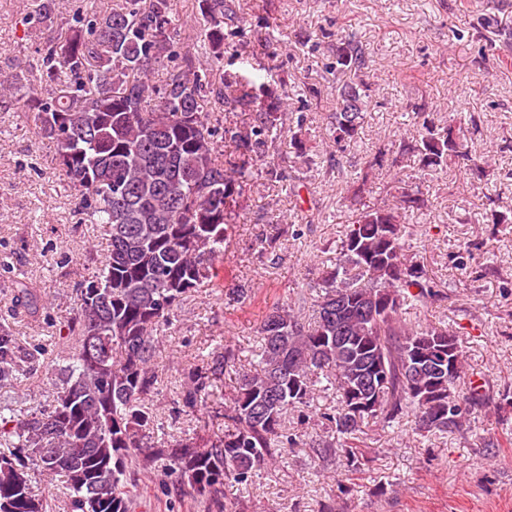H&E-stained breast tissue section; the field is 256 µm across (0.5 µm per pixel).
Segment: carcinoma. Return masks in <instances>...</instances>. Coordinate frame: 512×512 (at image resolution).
<instances>
[{"mask_svg": "<svg viewBox=\"0 0 512 512\" xmlns=\"http://www.w3.org/2000/svg\"><path fill=\"white\" fill-rule=\"evenodd\" d=\"M174 0H127L103 13L85 6L67 38L44 57L42 83L26 107L43 137L55 143L60 170L80 193V208L109 233L110 249L97 274L76 290L68 324L75 347L58 370L64 387L51 403L30 407L19 419L0 406V512H53V499L32 491V475L59 477L71 512H133L127 486L143 472L175 476V485L206 505L232 512L224 480L251 481L297 444L284 416L310 407L316 393H336L337 407L324 419L335 429L326 440L310 437L314 456H342L353 470L368 458L349 445L366 418L392 426L406 414L420 435L461 430L469 411L483 403L467 384L462 346L446 326L412 329L404 307L440 296L435 281L406 253V216L428 209L419 185L394 174L380 202L356 212L339 255L322 280L305 319L285 306L273 308L259 327L261 347L224 406V435L155 441L154 415L146 406L156 389L158 335L192 290L214 277L224 256L237 199L255 173L280 177L270 149L288 123L294 159L306 162L307 114L286 117L288 92L238 71L224 75V106L252 113L241 130L224 126L235 150L218 156L220 125L208 68L191 51L174 49L178 19ZM228 0H201L211 57L224 58L235 32H224ZM327 73L349 81L337 87L332 113L333 150L327 163L342 170L347 151L361 142L364 112L372 98L371 58L351 37H338ZM181 67L158 85L155 73L169 59ZM416 129L386 148L373 164L404 156L417 161L418 179L461 162L471 178H500L498 168L468 150L477 123L449 114L441 125L420 109ZM16 301L30 312L37 291L15 281ZM99 350L86 351L88 337ZM21 337L0 324V382L24 374ZM209 373H186L180 400L193 412L202 405Z\"/></svg>", "mask_w": 512, "mask_h": 512, "instance_id": "cac0c4a2", "label": "carcinoma"}]
</instances>
